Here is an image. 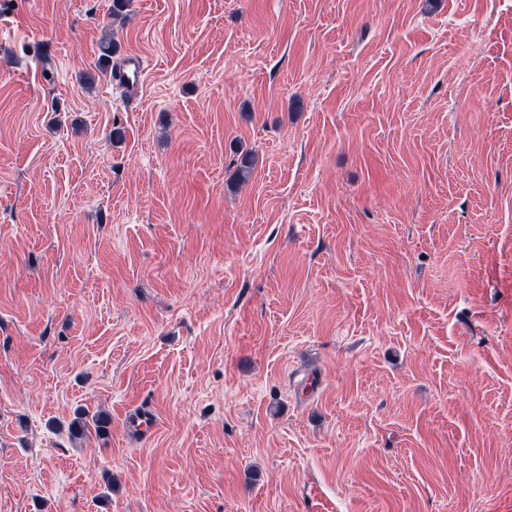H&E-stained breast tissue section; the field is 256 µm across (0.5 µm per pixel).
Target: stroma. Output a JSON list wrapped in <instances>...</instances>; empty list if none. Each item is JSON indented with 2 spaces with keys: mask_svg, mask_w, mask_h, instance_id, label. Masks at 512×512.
<instances>
[{
  "mask_svg": "<svg viewBox=\"0 0 512 512\" xmlns=\"http://www.w3.org/2000/svg\"><path fill=\"white\" fill-rule=\"evenodd\" d=\"M0 512H512V0H0ZM145 74L143 60L139 56L131 55L114 75V83L122 86L126 101L131 105L138 100Z\"/></svg>",
  "mask_w": 512,
  "mask_h": 512,
  "instance_id": "1",
  "label": "stroma"
}]
</instances>
